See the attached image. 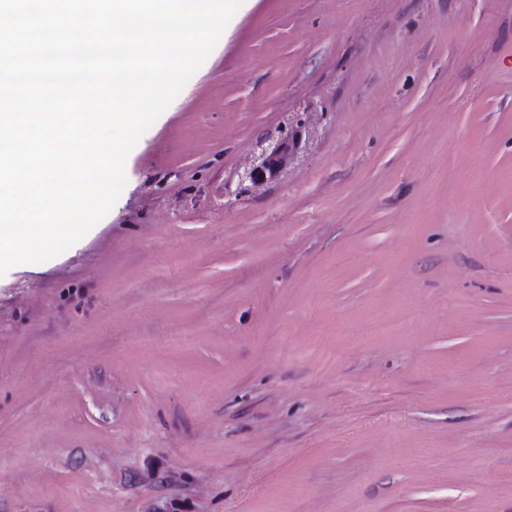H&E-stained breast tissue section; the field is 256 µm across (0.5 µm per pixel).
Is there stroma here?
<instances>
[{"label":"stroma","mask_w":512,"mask_h":512,"mask_svg":"<svg viewBox=\"0 0 512 512\" xmlns=\"http://www.w3.org/2000/svg\"><path fill=\"white\" fill-rule=\"evenodd\" d=\"M126 174L0 277V512H512V0H243Z\"/></svg>","instance_id":"1"}]
</instances>
